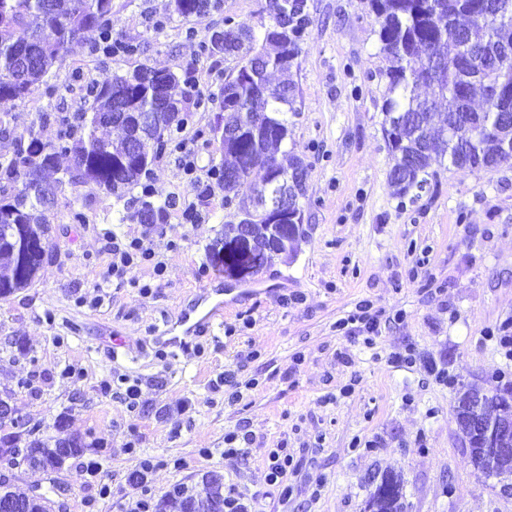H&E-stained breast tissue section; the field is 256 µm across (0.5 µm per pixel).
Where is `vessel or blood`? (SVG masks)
<instances>
[{"label": "vessel or blood", "mask_w": 512, "mask_h": 512, "mask_svg": "<svg viewBox=\"0 0 512 512\" xmlns=\"http://www.w3.org/2000/svg\"><path fill=\"white\" fill-rule=\"evenodd\" d=\"M224 310V290L221 284L203 289L195 301L182 309L177 322L169 331L159 332L156 343L189 348L197 334L213 327Z\"/></svg>", "instance_id": "obj_1"}]
</instances>
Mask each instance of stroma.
<instances>
[{"label": "stroma", "mask_w": 512, "mask_h": 512, "mask_svg": "<svg viewBox=\"0 0 512 512\" xmlns=\"http://www.w3.org/2000/svg\"><path fill=\"white\" fill-rule=\"evenodd\" d=\"M306 4L308 28L285 76L299 113L289 117L282 146L304 163L305 236L295 260L257 273L261 292L225 279L214 262L236 210L216 184L199 198L182 155L206 170L223 162L207 131L236 62L207 56L200 41L228 15L257 24L265 0H223L221 11L187 19L170 0H113V36L143 53L103 59L91 52L95 33H85L49 72L54 95H34L0 118L10 129L0 133L1 159L14 150L13 133L32 127L43 142L55 141L58 127L41 113L76 112L84 84L140 66L191 73L207 99L187 117L182 151L156 159L149 178L155 201L176 194L195 202L204 221L177 208L161 224L122 223L105 191H64L48 215L52 261L29 287L0 299V396H12L31 428L16 447L35 437L86 444L61 470L12 472V489L43 495L49 512H124L138 494L129 477L146 457L157 462L148 475L157 500L178 485L205 494L206 478L217 475L244 494L248 512H363L383 474L395 472L405 512H512V493L474 467L453 409L459 391L512 382V355L497 337L512 326V156L466 172L435 163L417 201L394 195L378 20L368 0ZM74 209L85 223L71 222ZM115 229L146 235L158 248L177 242L162 279L135 270L152 281L150 295L115 282L94 289L108 262L101 242ZM218 279L232 303L222 324L201 336L204 356L173 348L157 358L156 334ZM80 296L88 304L77 306ZM364 300L380 314L371 348L362 335L336 329ZM230 325L235 335H225ZM408 348L414 363L395 361ZM253 350L259 359H250ZM441 371L447 381L438 380ZM222 373L259 385L231 403L216 386ZM120 375L137 382L139 410L127 411L114 394ZM349 383L353 391L343 393ZM241 424L253 436L250 452L225 458L224 434ZM280 447L299 461L286 501L266 481L268 453ZM90 459L99 463L91 476Z\"/></svg>", "instance_id": "35a3bbf8"}]
</instances>
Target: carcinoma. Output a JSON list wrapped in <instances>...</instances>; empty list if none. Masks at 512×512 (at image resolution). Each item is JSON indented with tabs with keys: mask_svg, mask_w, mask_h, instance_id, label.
Segmentation results:
<instances>
[{
	"mask_svg": "<svg viewBox=\"0 0 512 512\" xmlns=\"http://www.w3.org/2000/svg\"><path fill=\"white\" fill-rule=\"evenodd\" d=\"M218 0H173V11L187 19L217 7ZM379 22L381 50L389 60L386 77L390 97L384 104V132L393 159L390 186L400 196L420 192L429 185L428 168L433 157L448 158L460 170L492 167L506 156L503 139L508 127L499 115L512 113V63L497 66L494 60L512 56V0H370ZM306 0H266L272 23L254 28L224 18L228 25L225 38L214 36L200 41L208 55L238 60L237 73L224 80L220 89L224 119L210 126L213 134L221 127L237 134L224 139L221 149L227 161L212 167V174L224 188V205L238 203L251 215L255 237L262 241L268 232L264 199L280 191L297 200L304 196L300 172L303 161L296 157L284 166L277 153L288 136V113H296V88L291 83L273 85V72L287 73L297 59L306 29ZM98 33L93 51L107 55L132 56L139 45L112 38V0H0V112L6 113L40 91L53 94L43 85V77L56 64H62L70 43L86 31ZM258 59V70L246 61ZM135 69L115 76L112 81L86 86L91 99L84 112L72 118L44 112L43 122L53 120L60 127L53 151L37 136L35 128L15 137L13 155L0 161V184L10 193L0 198V297L6 298L27 287L42 268L40 243L49 239L45 211L57 202L47 197L43 174L61 173L53 181L56 191L93 184L123 200L144 178L149 165L175 148L169 140L155 152L145 141L142 156L126 166L118 163L127 150L126 139L114 144L99 132L110 124L102 121L122 102L135 104L150 113L154 130L172 127L174 116L166 108L147 98L150 86L131 85L128 78L139 76ZM159 93L184 104V111L199 107L200 94L192 89L189 78L170 70H153ZM183 84L179 95L173 94ZM430 89L419 94L420 86ZM483 98L475 110L471 99L475 92ZM447 112V123L435 122L436 108ZM462 130V141L449 134L450 127ZM67 155L70 167L61 170L56 158ZM238 172L239 183L226 181V172ZM256 170L263 172L262 183L251 185ZM150 185H143L136 198L131 219L144 221L151 215L155 223H164L168 211L177 207L174 196L157 204ZM502 404L501 421L512 424V382L485 393L470 387L459 393L456 402ZM474 449L482 453L481 472L487 477H512V453L496 454L485 449L479 435L472 436ZM82 453L80 442L70 449L61 443L35 440L26 449L21 463L31 469H59L65 461ZM0 496L13 497L27 504L26 512H48L46 497L29 496L8 488ZM402 481L399 475H385L366 502V512H403ZM160 512H224V494L220 485L208 483L206 496L172 492L161 502Z\"/></svg>",
	"mask_w": 512,
	"mask_h": 512,
	"instance_id": "carcinoma-1",
	"label": "carcinoma"
}]
</instances>
